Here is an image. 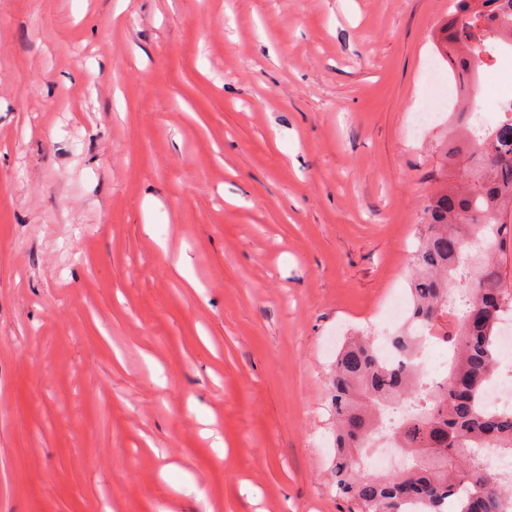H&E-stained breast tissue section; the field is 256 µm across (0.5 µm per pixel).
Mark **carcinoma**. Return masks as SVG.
I'll list each match as a JSON object with an SVG mask.
<instances>
[{
  "mask_svg": "<svg viewBox=\"0 0 512 512\" xmlns=\"http://www.w3.org/2000/svg\"><path fill=\"white\" fill-rule=\"evenodd\" d=\"M454 12L434 45L452 73L477 81L475 29L483 17L491 26L488 39L512 43V13L499 10L500 0H452ZM469 111L448 124V137L468 144L471 183L463 190L442 189L424 209L427 226L414 254L410 283V324L437 329L456 315L443 333L455 352L448 381L424 390L414 383L415 341L403 327L388 337L403 363L388 366L366 335L351 338L336 357L329 383L336 414L334 475L339 492L353 512H512V489L478 454L464 448L512 450V410L487 411L480 392L499 365L495 345L503 314L512 310V283L494 261V247L512 236V109L482 139H468ZM484 224H492V240L477 256V270L467 265L466 243ZM462 289L455 309L449 290ZM399 401L414 409L394 428L399 447L412 464L382 475L364 472L362 450L374 439L380 407Z\"/></svg>",
  "mask_w": 512,
  "mask_h": 512,
  "instance_id": "cac0c4a2",
  "label": "carcinoma"
}]
</instances>
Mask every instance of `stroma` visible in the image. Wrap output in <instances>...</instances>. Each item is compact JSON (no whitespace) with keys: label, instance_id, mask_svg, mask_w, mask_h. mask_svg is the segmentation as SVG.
<instances>
[{"label":"stroma","instance_id":"obj_1","mask_svg":"<svg viewBox=\"0 0 512 512\" xmlns=\"http://www.w3.org/2000/svg\"><path fill=\"white\" fill-rule=\"evenodd\" d=\"M448 13L0 0V512H349L336 347L464 181Z\"/></svg>","mask_w":512,"mask_h":512}]
</instances>
